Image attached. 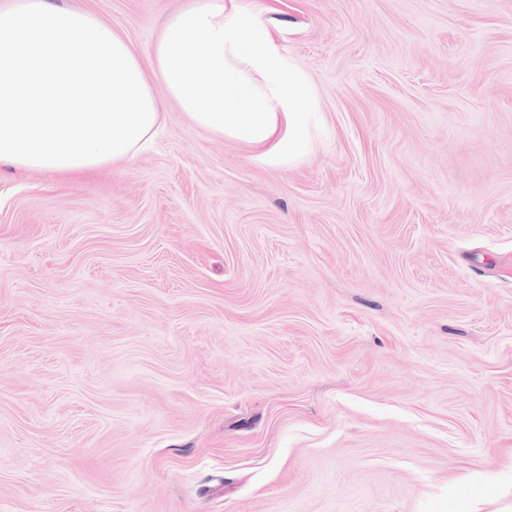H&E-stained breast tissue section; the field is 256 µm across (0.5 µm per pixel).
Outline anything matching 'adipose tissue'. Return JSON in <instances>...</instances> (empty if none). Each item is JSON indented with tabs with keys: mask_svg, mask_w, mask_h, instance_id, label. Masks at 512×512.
I'll use <instances>...</instances> for the list:
<instances>
[{
	"mask_svg": "<svg viewBox=\"0 0 512 512\" xmlns=\"http://www.w3.org/2000/svg\"><path fill=\"white\" fill-rule=\"evenodd\" d=\"M224 0H193L162 22L143 64L99 16L56 0L0 6V165L86 174L154 138L159 78L193 124L261 156L309 146L315 97L256 27H228Z\"/></svg>",
	"mask_w": 512,
	"mask_h": 512,
	"instance_id": "ef3b65f1",
	"label": "adipose tissue"
}]
</instances>
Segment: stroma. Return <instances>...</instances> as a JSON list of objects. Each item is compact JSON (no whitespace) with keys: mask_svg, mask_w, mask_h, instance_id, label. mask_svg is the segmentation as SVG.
I'll return each instance as SVG.
<instances>
[{"mask_svg":"<svg viewBox=\"0 0 512 512\" xmlns=\"http://www.w3.org/2000/svg\"><path fill=\"white\" fill-rule=\"evenodd\" d=\"M148 59L189 0H67ZM302 158L0 167V512L512 505V0H237Z\"/></svg>","mask_w":512,"mask_h":512,"instance_id":"stroma-1","label":"stroma"}]
</instances>
